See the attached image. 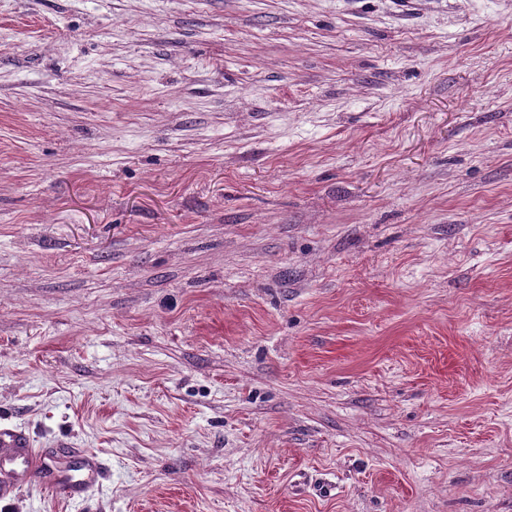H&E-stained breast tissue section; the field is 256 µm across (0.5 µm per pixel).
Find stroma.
<instances>
[{"instance_id": "stroma-1", "label": "stroma", "mask_w": 512, "mask_h": 512, "mask_svg": "<svg viewBox=\"0 0 512 512\" xmlns=\"http://www.w3.org/2000/svg\"><path fill=\"white\" fill-rule=\"evenodd\" d=\"M0 512H512V0H0ZM0 471L10 473L17 486L37 482L46 490L79 499L99 485L102 463L79 448H66L65 462L52 461L42 448H33L24 431L0 427Z\"/></svg>"}]
</instances>
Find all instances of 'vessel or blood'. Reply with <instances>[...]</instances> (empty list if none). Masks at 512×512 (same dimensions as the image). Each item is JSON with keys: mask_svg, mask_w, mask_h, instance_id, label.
<instances>
[{"mask_svg": "<svg viewBox=\"0 0 512 512\" xmlns=\"http://www.w3.org/2000/svg\"><path fill=\"white\" fill-rule=\"evenodd\" d=\"M0 471L10 473L17 485L36 482L50 492L79 499L99 484L102 464L78 448L66 449L64 461L50 460L24 431L1 426Z\"/></svg>", "mask_w": 512, "mask_h": 512, "instance_id": "1", "label": "vessel or blood"}]
</instances>
